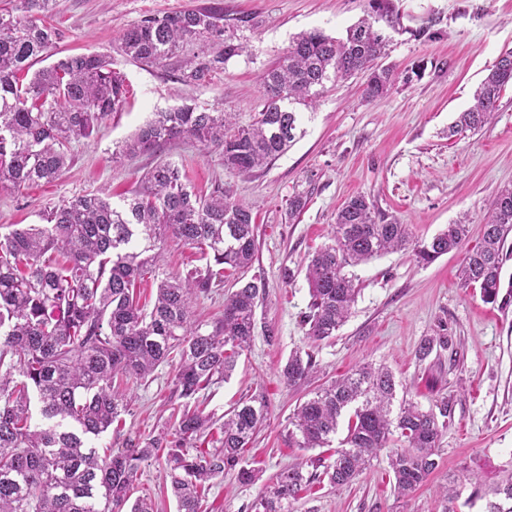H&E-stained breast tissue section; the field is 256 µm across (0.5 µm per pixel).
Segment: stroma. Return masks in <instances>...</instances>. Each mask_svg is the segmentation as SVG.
Instances as JSON below:
<instances>
[{"instance_id":"35a3bbf8","label":"stroma","mask_w":512,"mask_h":512,"mask_svg":"<svg viewBox=\"0 0 512 512\" xmlns=\"http://www.w3.org/2000/svg\"><path fill=\"white\" fill-rule=\"evenodd\" d=\"M204 2L57 0L48 22L60 37L42 66L67 54L107 55L125 79L127 99L95 137L72 143L70 165L59 179L0 190V231L40 223L46 207L90 192L121 204L140 176L162 160L175 162L198 194L229 190L253 210L251 272L265 282L257 319L273 327L275 339L256 336L233 373L199 394V408L219 423L246 398H263L268 409L244 452L258 482L247 485L226 474L210 483L204 508L248 512L282 468L327 456L324 448L293 447L288 419L314 386L371 362L389 367L422 406L442 396L451 400L438 469L400 499L381 456L350 485L312 484L293 512H441L440 492L461 466L489 472L512 465V305L484 303L479 290L461 284L463 252L423 263L413 251H398L352 267L360 293L335 339L314 347L310 382L287 387L279 371L289 354L305 345L307 263L327 243L338 210L351 197L366 196L379 216L409 225L414 240H430L462 219L471 229L469 246L479 244L489 201L512 187V85L504 88L495 119L479 132L452 137L448 128L472 105L498 57L512 50V0H393L401 27L378 60L396 74L386 95L366 100L362 73L328 84L305 116L304 135L252 174L227 172L219 151L190 141L171 142L155 154L120 156V145L155 113L185 103L221 108L237 125L250 124L263 104L261 73L279 61L293 38L314 28L344 37L367 5L366 0H224L227 13L255 15L258 27L247 34L250 50L232 58L223 73L191 86L177 81L173 65L143 67L121 52L120 32L144 16ZM298 193L307 204L292 217L288 202ZM439 335L448 336L450 350L418 360L421 342ZM171 377L163 365L147 380L129 383V413L95 440V447L117 450L127 439L168 427L172 411L184 404ZM165 467L161 459L142 464L131 496L152 499L156 512H176L163 480Z\"/></svg>"}]
</instances>
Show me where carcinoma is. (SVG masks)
Returning a JSON list of instances; mask_svg holds the SVG:
<instances>
[{"instance_id":"cac0c4a2","label":"carcinoma","mask_w":512,"mask_h":512,"mask_svg":"<svg viewBox=\"0 0 512 512\" xmlns=\"http://www.w3.org/2000/svg\"><path fill=\"white\" fill-rule=\"evenodd\" d=\"M56 0H20L0 9V190H19L58 179L71 161L70 145L98 132L121 110L123 77L104 55L77 53L36 71L24 81L59 33L41 16ZM391 0H368L366 15L335 38L320 30L296 36L277 63L260 77L263 108L252 124L238 127L232 113L191 104L158 112L121 146L124 155L152 152L174 140H191L222 151L224 168L249 174L267 166L296 140L302 114L313 110L327 84L370 71L364 96L383 97L395 81L389 67L372 68L396 29ZM257 26L251 14L230 16L215 2L189 10L153 14L120 36L122 53L146 66L177 59L178 80L197 83L224 71L248 51L241 33ZM512 84V51L500 55L449 133L480 131L491 123L502 91ZM41 224L15 225L0 233V512H153L146 499L129 503L140 463L166 453L165 480L177 512H202L199 489L234 472L240 481L258 480L245 466L243 448L266 419L263 399L242 401L224 414L220 444L200 448L210 416L184 407L172 429L101 456L92 441L128 412L117 378L141 381L162 364L172 366L174 392L194 399L229 377L255 336L274 330L258 326L256 309L263 284L253 278L224 298V313L207 324L192 321L193 301L224 279L248 269L255 240L251 209L219 188L208 196L189 189L175 163L148 169L138 187L116 207L89 193L42 212ZM512 233V188L489 203L480 245L460 269L466 286L479 287L487 304L504 307L500 295L504 248ZM468 225L449 224L428 242L413 243L408 225L376 219L362 195L337 213L331 242L306 269L310 302L303 324L308 344L329 341L347 322L359 293L349 266L384 253L413 247L430 263L463 247ZM172 240L200 250L205 269L186 274L162 268L161 245ZM157 280L152 309L140 305L136 283ZM448 349V337L421 343L417 357ZM310 351L294 350L280 371L296 387L312 376ZM396 378L383 365L364 363L299 404L288 424L297 448H328L340 420L347 433L334 458L306 474L288 466L266 484L250 512H292L307 486L328 480L352 483L385 454L394 492L406 497L438 468L439 441L451 406L444 397L425 409L413 399L396 401ZM36 394L45 423L32 424ZM470 484L466 503L484 502L482 512H512V471L489 483L463 469Z\"/></svg>"}]
</instances>
